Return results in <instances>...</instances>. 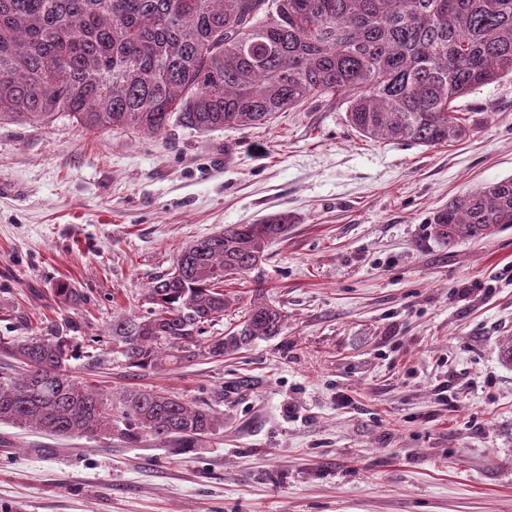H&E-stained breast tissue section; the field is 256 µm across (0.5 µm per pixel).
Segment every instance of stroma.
<instances>
[{"label":"stroma","instance_id":"35a3bbf8","mask_svg":"<svg viewBox=\"0 0 512 512\" xmlns=\"http://www.w3.org/2000/svg\"><path fill=\"white\" fill-rule=\"evenodd\" d=\"M460 142L352 129L343 97L200 134L0 124V336L80 324L70 367L209 405L224 425L175 453L151 437L60 438L0 423V512H512V226L447 243L430 217L512 177V79L457 102ZM285 212L287 236L226 290L264 282L280 335L221 362L94 372L116 315L179 248ZM83 293L60 305L57 283ZM465 282L489 294L456 296Z\"/></svg>","mask_w":512,"mask_h":512}]
</instances>
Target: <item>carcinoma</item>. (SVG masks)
Listing matches in <instances>:
<instances>
[{
	"mask_svg": "<svg viewBox=\"0 0 512 512\" xmlns=\"http://www.w3.org/2000/svg\"><path fill=\"white\" fill-rule=\"evenodd\" d=\"M512 76V0H0V124H47L65 112L88 129L198 133L256 127L316 96L342 95L367 138L432 147L468 134L454 103ZM437 238L480 239L512 225V178L448 200ZM286 212L187 243L147 290L144 316H115L114 353L134 371L219 360L285 321L263 283L224 281L266 260L288 235ZM64 304L86 301L59 283ZM228 334L207 327L232 305ZM66 322L22 341L0 336V422L57 437L149 436L174 452L220 427L209 406L131 387L113 399L71 375Z\"/></svg>",
	"mask_w": 512,
	"mask_h": 512,
	"instance_id": "cac0c4a2",
	"label": "carcinoma"
}]
</instances>
